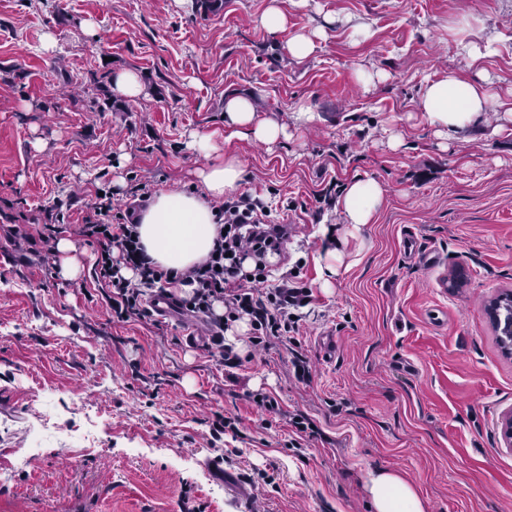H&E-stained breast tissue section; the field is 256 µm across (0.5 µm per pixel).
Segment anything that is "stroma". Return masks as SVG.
<instances>
[{"label":"stroma","mask_w":512,"mask_h":512,"mask_svg":"<svg viewBox=\"0 0 512 512\" xmlns=\"http://www.w3.org/2000/svg\"><path fill=\"white\" fill-rule=\"evenodd\" d=\"M268 2L0 0V225L36 233L54 199L74 197L79 263L48 277L0 233V512H371L377 468L404 473L428 512H512L500 435L512 356L486 311L512 290V136L491 112L444 148L421 117L425 82L465 70L460 41H494L479 67L512 86V0H278L289 31L327 32L302 61L257 26ZM124 70L137 100L112 89ZM364 70L382 77L364 86ZM230 93L261 118L290 125L307 106L315 119L272 146L228 141ZM194 131L239 156L240 191L294 225L266 257L272 279L298 263L311 290L297 346L241 351L231 380L184 342L187 316L114 321L89 275L98 247L76 230L100 190L124 198L131 174L151 194L196 186ZM358 175L382 184L383 205L326 288L322 230L341 225ZM408 230L436 265L404 257ZM292 413L319 437L291 447ZM219 414L239 429L222 437L234 457L220 475ZM46 417L59 431L42 440Z\"/></svg>","instance_id":"1"}]
</instances>
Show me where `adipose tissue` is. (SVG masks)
Masks as SVG:
<instances>
[{"instance_id": "1", "label": "adipose tissue", "mask_w": 512, "mask_h": 512, "mask_svg": "<svg viewBox=\"0 0 512 512\" xmlns=\"http://www.w3.org/2000/svg\"><path fill=\"white\" fill-rule=\"evenodd\" d=\"M268 35L286 36L291 55L298 59L311 56L325 30L315 35L289 33L288 19L277 5H269L257 20ZM467 66L495 52L492 43L477 46L461 43ZM422 117L437 139L448 141L454 134L497 113L500 123L496 134L512 131V87L497 89L494 80L478 71L467 76L457 70L446 78L428 81L422 93ZM224 130L227 139H250L266 145L288 138L286 125L272 119L257 118L249 97L231 95L224 100ZM190 146L203 155L205 162L195 175L199 189L187 192L179 188L156 193L137 216L139 235L145 252L162 268L183 271L204 261L213 248L219 221L213 201L223 199L244 176V165L234 154H220L207 134L195 133ZM383 197L382 186L373 179L357 177L348 182L338 200L344 224L350 233L361 232L373 223ZM365 493L373 512H427V503L403 473L379 468L368 473Z\"/></svg>"}]
</instances>
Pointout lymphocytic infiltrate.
Wrapping results in <instances>:
<instances>
[{
  "label": "lymphocytic infiltrate",
  "instance_id": "obj_1",
  "mask_svg": "<svg viewBox=\"0 0 512 512\" xmlns=\"http://www.w3.org/2000/svg\"><path fill=\"white\" fill-rule=\"evenodd\" d=\"M135 214L134 206L114 203L106 194L94 203L79 229L82 237L101 247L93 276L108 287L107 301L118 320L150 316V308L143 303L146 289L162 292L182 284L190 291L176 297L177 309L202 319L226 367L242 364L239 355L224 344L230 322L241 317L250 319L255 351L267 350L273 338L293 341L310 291L295 267L281 275L277 286L267 287L264 258L281 252L288 235L282 225L271 223L260 199L245 192L225 197L217 208L221 228L211 253L203 262L174 275L147 257ZM218 303L224 306L220 315L214 309Z\"/></svg>",
  "mask_w": 512,
  "mask_h": 512
}]
</instances>
